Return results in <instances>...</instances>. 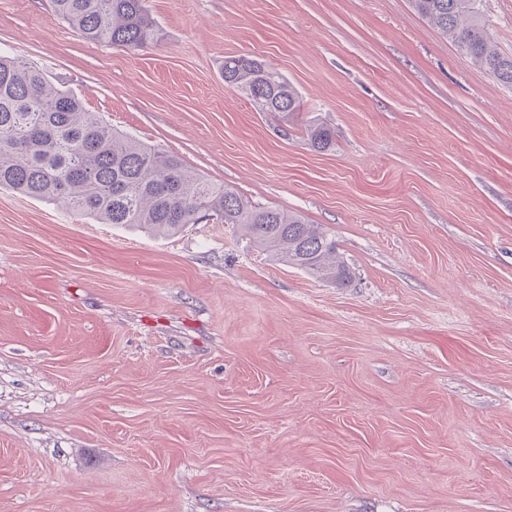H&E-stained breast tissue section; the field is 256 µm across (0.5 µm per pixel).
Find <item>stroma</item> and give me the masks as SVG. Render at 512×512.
<instances>
[{
  "label": "stroma",
  "mask_w": 512,
  "mask_h": 512,
  "mask_svg": "<svg viewBox=\"0 0 512 512\" xmlns=\"http://www.w3.org/2000/svg\"><path fill=\"white\" fill-rule=\"evenodd\" d=\"M84 40L0 0V54L204 179L300 212L342 288L244 228L169 236L0 190V512H512V88L409 0H147ZM256 56L317 153L228 87ZM306 145L311 150L323 152L335 144V131L323 123H312L304 128Z\"/></svg>",
  "instance_id": "35a3bbf8"
}]
</instances>
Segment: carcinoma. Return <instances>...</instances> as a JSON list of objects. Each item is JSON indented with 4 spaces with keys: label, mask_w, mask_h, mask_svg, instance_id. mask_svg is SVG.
I'll use <instances>...</instances> for the list:
<instances>
[{
    "label": "carcinoma",
    "mask_w": 512,
    "mask_h": 512,
    "mask_svg": "<svg viewBox=\"0 0 512 512\" xmlns=\"http://www.w3.org/2000/svg\"><path fill=\"white\" fill-rule=\"evenodd\" d=\"M53 16L85 40L138 50L156 45L161 30L146 0H50ZM414 10L477 66L512 87V55L499 51L480 11L481 0H411ZM224 83L257 112L283 122L301 112L288 80L254 56L224 58ZM311 150L335 144L323 123L304 128ZM60 203L100 224L138 226L170 234L186 224L216 219L239 224L280 261L340 287L352 282L336 259V240L293 211L256 207L202 179L183 161L120 134L85 109L70 91L16 58L0 56V189Z\"/></svg>",
    "instance_id": "1"
}]
</instances>
